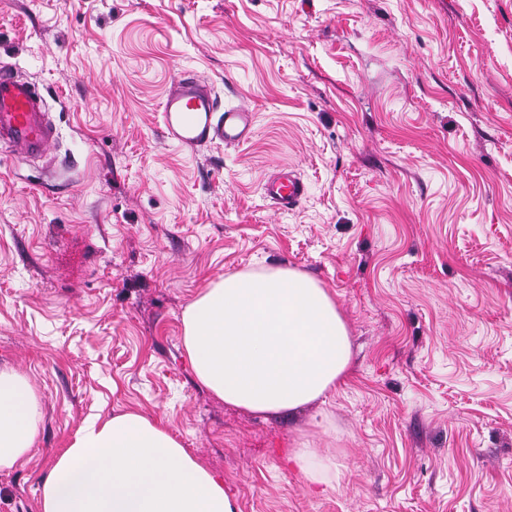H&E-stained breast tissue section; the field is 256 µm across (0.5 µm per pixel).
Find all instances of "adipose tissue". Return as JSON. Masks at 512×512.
I'll list each match as a JSON object with an SVG mask.
<instances>
[{
  "instance_id": "adipose-tissue-1",
  "label": "adipose tissue",
  "mask_w": 512,
  "mask_h": 512,
  "mask_svg": "<svg viewBox=\"0 0 512 512\" xmlns=\"http://www.w3.org/2000/svg\"><path fill=\"white\" fill-rule=\"evenodd\" d=\"M183 344L198 383L225 404L272 417L304 410L343 385L352 367L347 324L331 292L289 268L235 273L183 313ZM39 399L0 369V470L39 434ZM291 459L312 487L336 479L326 448L296 443ZM39 512H239L223 476L138 413L85 419L42 480Z\"/></svg>"
}]
</instances>
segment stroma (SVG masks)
<instances>
[{
    "instance_id": "35a3bbf8",
    "label": "stroma",
    "mask_w": 512,
    "mask_h": 512,
    "mask_svg": "<svg viewBox=\"0 0 512 512\" xmlns=\"http://www.w3.org/2000/svg\"><path fill=\"white\" fill-rule=\"evenodd\" d=\"M1 65L58 137L0 146V367L42 408L0 512H38L83 421L129 411L240 512H512V0H0ZM183 72L255 112L252 138L168 140ZM281 166L293 212L262 194ZM280 267L332 292L352 373L265 418L197 383L182 314ZM300 440L333 450L336 488L291 467ZM264 197L282 211L297 209L306 195L302 178L292 169L282 168L263 185Z\"/></svg>"
}]
</instances>
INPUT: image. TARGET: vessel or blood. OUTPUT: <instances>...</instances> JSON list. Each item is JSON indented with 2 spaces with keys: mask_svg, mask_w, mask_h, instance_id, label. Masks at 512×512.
<instances>
[{
  "mask_svg": "<svg viewBox=\"0 0 512 512\" xmlns=\"http://www.w3.org/2000/svg\"><path fill=\"white\" fill-rule=\"evenodd\" d=\"M160 110L166 137L192 152L216 143L237 146L254 133L255 112L238 106L220 107L213 89L188 73L174 79ZM55 137L41 90L18 70L1 67L0 144L30 159L44 155ZM263 194L288 212L301 205L306 186L297 172L284 168L264 183Z\"/></svg>",
  "mask_w": 512,
  "mask_h": 512,
  "instance_id": "obj_1",
  "label": "vessel or blood"
}]
</instances>
